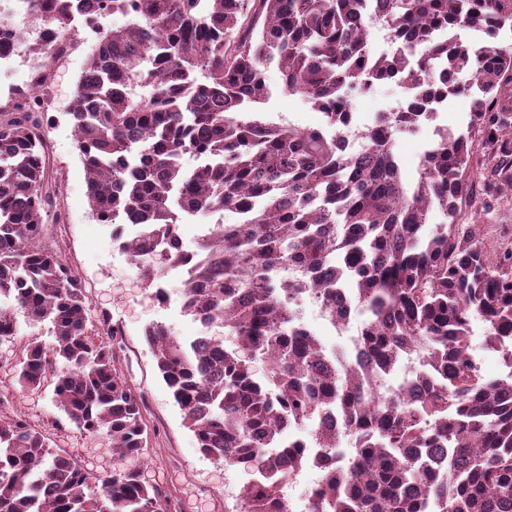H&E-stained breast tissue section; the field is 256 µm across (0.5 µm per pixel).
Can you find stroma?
<instances>
[{
  "label": "stroma",
  "instance_id": "obj_1",
  "mask_svg": "<svg viewBox=\"0 0 512 512\" xmlns=\"http://www.w3.org/2000/svg\"><path fill=\"white\" fill-rule=\"evenodd\" d=\"M74 33L77 48L54 63V78L44 105L49 172L62 180L60 207L65 221H45L43 236L80 281L88 300L90 321L107 319L122 332V344L113 356L131 389L143 400L145 450L137 461L113 454L103 436L79 431L69 423L52 399L51 384L30 391L16 383L14 370L28 340L52 343L46 323L20 321L17 336L0 344V418L26 420L50 438L52 447L66 450L89 471L140 467L147 482L167 491L171 512H239L245 474L201 452L156 368L153 349L143 336L145 327L153 323L163 324L183 341L201 333V324L181 308L182 278L177 272H170L164 283L172 294L170 303H153L137 267L115 241L113 226L99 223L89 205L85 172L68 112L76 83L98 36L82 23L75 25ZM266 83L269 96L262 109L275 121L301 129L323 125L322 113L309 102L283 92L282 74L276 65L268 66ZM471 111L470 99L452 97L434 122L423 124L419 133L395 134L393 152L406 175L415 176L419 159L434 142L437 128L466 131Z\"/></svg>",
  "mask_w": 512,
  "mask_h": 512
}]
</instances>
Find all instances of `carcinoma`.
<instances>
[{
    "label": "carcinoma",
    "mask_w": 512,
    "mask_h": 512,
    "mask_svg": "<svg viewBox=\"0 0 512 512\" xmlns=\"http://www.w3.org/2000/svg\"><path fill=\"white\" fill-rule=\"evenodd\" d=\"M39 29L61 38L85 0H33ZM119 14V29L104 20ZM101 37L70 116L91 209L102 224H142L121 243L150 297L165 267L186 264L182 309L221 333L183 342L144 331L156 365L200 450L248 475L240 512H291L284 487L307 467L290 422L332 412L317 430L322 476L312 512H512V376L472 365V323L512 370V242H485L458 223L476 179L512 191V0H95ZM378 24L396 45L375 55ZM479 44L451 35L463 27ZM275 63L283 90L325 117L323 128L277 123L255 105ZM470 71L473 82L456 74ZM405 81L412 100L358 130L344 89ZM0 108V343L17 315L49 322L53 342H29L18 384L54 383L57 407L112 450L144 449L141 405L109 343L88 326L87 297L54 249L43 213L49 184L41 94ZM473 97L467 133L448 130L422 155L414 184L394 134L431 120V100ZM199 164L184 167L185 156ZM445 221L422 234L430 213ZM231 210L200 256L178 250L184 218ZM311 292L331 322L338 298L360 316L344 378L319 339L293 325L284 297ZM417 357L418 400L388 382ZM354 445L341 458L343 440ZM166 491L137 469L93 473L18 419H0V512H170Z\"/></svg>",
    "instance_id": "obj_1"
}]
</instances>
